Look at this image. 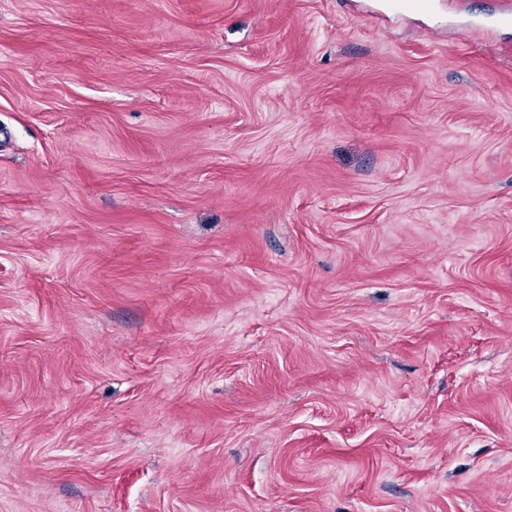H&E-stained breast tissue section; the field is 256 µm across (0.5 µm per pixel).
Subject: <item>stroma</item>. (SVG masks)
<instances>
[{
  "instance_id": "obj_1",
  "label": "stroma",
  "mask_w": 512,
  "mask_h": 512,
  "mask_svg": "<svg viewBox=\"0 0 512 512\" xmlns=\"http://www.w3.org/2000/svg\"><path fill=\"white\" fill-rule=\"evenodd\" d=\"M0 0V512H512L503 0Z\"/></svg>"
}]
</instances>
